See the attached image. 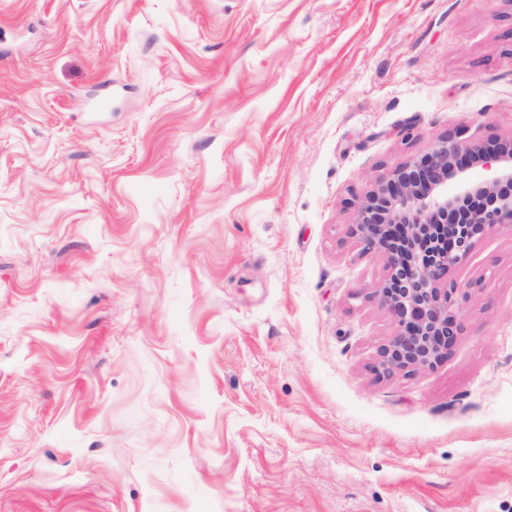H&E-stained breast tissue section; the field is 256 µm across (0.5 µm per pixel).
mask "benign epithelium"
I'll use <instances>...</instances> for the list:
<instances>
[{"label":"benign epithelium","mask_w":512,"mask_h":512,"mask_svg":"<svg viewBox=\"0 0 512 512\" xmlns=\"http://www.w3.org/2000/svg\"><path fill=\"white\" fill-rule=\"evenodd\" d=\"M475 162L492 177L472 182ZM504 183L512 185V137L482 144L442 135L423 155L376 178L358 204L350 234L363 251L382 253L386 276L372 298L396 325L379 347L381 375L432 368L448 356L466 310L465 286L445 277L483 235L512 231V193H497ZM469 198L480 206L463 207Z\"/></svg>","instance_id":"1"}]
</instances>
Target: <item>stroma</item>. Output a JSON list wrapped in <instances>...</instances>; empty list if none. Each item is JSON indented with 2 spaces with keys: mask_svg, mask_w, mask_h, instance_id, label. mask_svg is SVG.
Returning <instances> with one entry per match:
<instances>
[{
  "mask_svg": "<svg viewBox=\"0 0 512 512\" xmlns=\"http://www.w3.org/2000/svg\"><path fill=\"white\" fill-rule=\"evenodd\" d=\"M512 136V0H0V512H512V231L447 357L349 226Z\"/></svg>",
  "mask_w": 512,
  "mask_h": 512,
  "instance_id": "obj_1",
  "label": "stroma"
}]
</instances>
